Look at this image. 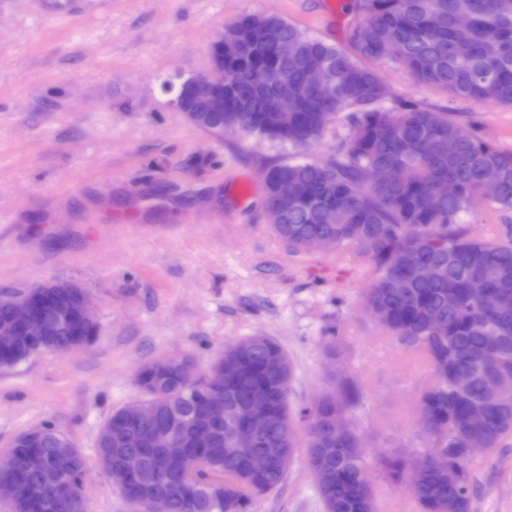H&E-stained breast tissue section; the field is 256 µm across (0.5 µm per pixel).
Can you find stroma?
I'll use <instances>...</instances> for the list:
<instances>
[{"label": "stroma", "mask_w": 512, "mask_h": 512, "mask_svg": "<svg viewBox=\"0 0 512 512\" xmlns=\"http://www.w3.org/2000/svg\"><path fill=\"white\" fill-rule=\"evenodd\" d=\"M364 0H0V297L51 279L91 294L98 335L0 368V460L15 437L53 423L85 454L90 512H132L95 456L110 413L139 396L146 362L269 336L292 364L291 402L330 385L337 365L362 390L350 417L369 454L424 448L423 354L369 320L374 271L356 246L295 252L262 205L265 165L296 149L213 137L172 104L179 75L203 68L214 31L275 14L353 52ZM374 67L383 106L447 112L512 151V106L416 83L394 60ZM475 236L512 232V210L461 216ZM474 512H512V434L473 463ZM257 512H323L303 457Z\"/></svg>", "instance_id": "35a3bbf8"}]
</instances>
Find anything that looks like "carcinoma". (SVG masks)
I'll list each match as a JSON object with an SVG mask.
<instances>
[{"label":"carcinoma","instance_id":"carcinoma-1","mask_svg":"<svg viewBox=\"0 0 512 512\" xmlns=\"http://www.w3.org/2000/svg\"><path fill=\"white\" fill-rule=\"evenodd\" d=\"M360 56L396 58L418 82L456 97L512 105V0H365V16L353 33ZM379 74L334 46L318 41L277 15H245L224 26V110L207 88L187 89L181 108L236 126L259 141L306 148L322 140L338 112L352 108V134L329 160L278 164L284 197L266 205L269 223L295 251H323L353 244L368 259L375 279L362 296L365 315L406 346L422 350L435 383L419 395L418 430L432 439L420 451L423 468L409 491L421 512H473L472 461L460 457L480 438L487 451L512 432V236L474 238L460 215L482 204L512 208V152L502 150L448 117L406 102L381 107ZM455 152L448 154V143ZM390 171L372 182L373 168ZM497 184L486 197L482 185ZM455 192L442 198L444 183ZM331 212L334 223H323ZM431 268L422 279L418 268ZM15 299H0V328L12 327ZM98 329L73 323L46 350L62 352L75 336ZM36 340L17 334L0 351V367L32 357ZM141 367L135 382L154 406L148 417L112 411L95 440L96 459L116 490L127 474L139 489L167 498V512H253L255 501L279 489L287 470L278 465L255 475L247 458H271L304 449L306 462L329 472L316 484L323 512H378L366 483V449L358 429L338 437L329 421L360 404L354 381H336V392L292 413L293 366L283 347L263 335L244 336L213 358L207 369L185 356ZM239 366L231 378L207 371ZM468 385L458 389L455 376ZM212 386L224 406L250 403L267 412L262 436L234 442L233 423L214 422L193 392ZM177 416L184 464L164 458L161 426ZM52 428L40 448H10L9 472L20 487L10 512H89L83 494L87 460L75 447L62 455ZM448 454V470L435 460ZM384 478L400 483L405 463L382 462Z\"/></svg>","mask_w":512,"mask_h":512}]
</instances>
